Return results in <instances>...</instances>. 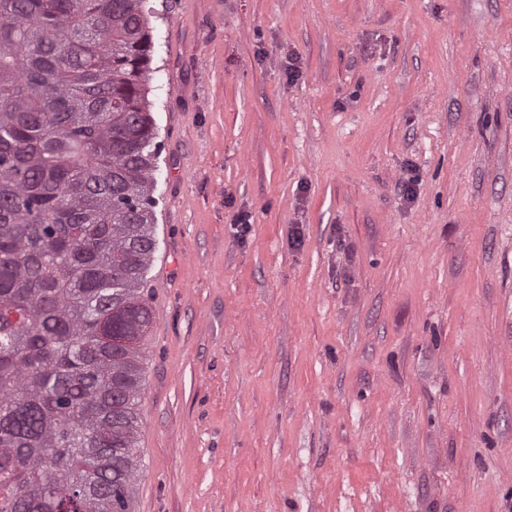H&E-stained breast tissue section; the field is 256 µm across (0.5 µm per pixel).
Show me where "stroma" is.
I'll return each instance as SVG.
<instances>
[{"label":"stroma","mask_w":512,"mask_h":512,"mask_svg":"<svg viewBox=\"0 0 512 512\" xmlns=\"http://www.w3.org/2000/svg\"><path fill=\"white\" fill-rule=\"evenodd\" d=\"M148 2L135 512H512V0Z\"/></svg>","instance_id":"35a3bbf8"}]
</instances>
